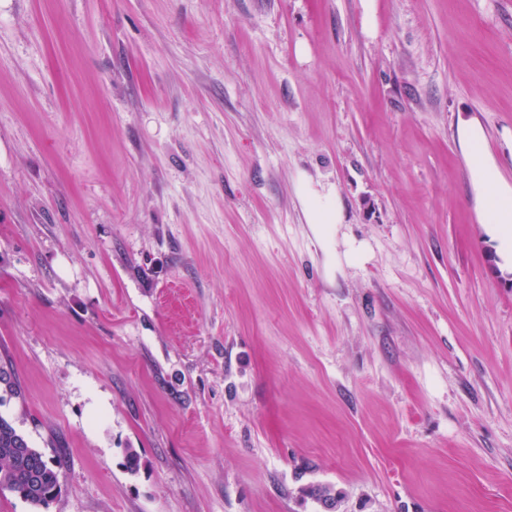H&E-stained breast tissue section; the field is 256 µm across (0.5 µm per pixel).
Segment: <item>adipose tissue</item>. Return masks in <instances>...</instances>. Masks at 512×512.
I'll return each instance as SVG.
<instances>
[{"mask_svg":"<svg viewBox=\"0 0 512 512\" xmlns=\"http://www.w3.org/2000/svg\"><path fill=\"white\" fill-rule=\"evenodd\" d=\"M457 131L477 220L497 241L503 263L512 264V183L503 179L496 159L486 150L485 131L476 119L459 120Z\"/></svg>","mask_w":512,"mask_h":512,"instance_id":"obj_1","label":"adipose tissue"}]
</instances>
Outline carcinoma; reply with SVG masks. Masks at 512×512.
I'll list each match as a JSON object with an SVG mask.
<instances>
[{"label": "carcinoma", "mask_w": 512, "mask_h": 512, "mask_svg": "<svg viewBox=\"0 0 512 512\" xmlns=\"http://www.w3.org/2000/svg\"><path fill=\"white\" fill-rule=\"evenodd\" d=\"M5 370L0 372V389L19 398L22 390L12 364L0 359ZM59 461L33 447L28 437L7 418L0 415V489L18 494L32 507L45 506L60 492ZM305 494L318 503H341L340 493L327 484L311 485Z\"/></svg>", "instance_id": "1"}]
</instances>
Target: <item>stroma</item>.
Returning <instances> with one entry per match:
<instances>
[{
	"label": "stroma",
	"instance_id": "1",
	"mask_svg": "<svg viewBox=\"0 0 512 512\" xmlns=\"http://www.w3.org/2000/svg\"><path fill=\"white\" fill-rule=\"evenodd\" d=\"M462 118L512 181V0H0V416L62 462L0 512H512ZM310 215L312 224H335L336 223V236L338 233V224H342V217L340 207L338 203V197L336 196V215L333 212L330 196L329 195H310ZM336 221V222H335ZM305 494L316 500L318 503H326L322 505V509L326 512L331 511V502L336 507L340 506L341 496L340 493L336 492L333 486L327 484H316L307 487L304 490Z\"/></svg>",
	"mask_w": 512,
	"mask_h": 512
}]
</instances>
